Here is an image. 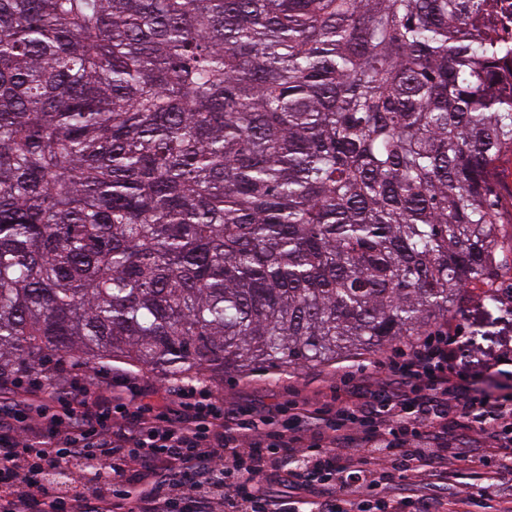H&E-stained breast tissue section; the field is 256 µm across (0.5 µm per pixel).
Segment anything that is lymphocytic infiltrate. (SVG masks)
<instances>
[{"label":"lymphocytic infiltrate","instance_id":"f902f5d3","mask_svg":"<svg viewBox=\"0 0 512 512\" xmlns=\"http://www.w3.org/2000/svg\"><path fill=\"white\" fill-rule=\"evenodd\" d=\"M462 345L460 325L439 324L378 362L377 376L349 387L336 410L304 398L283 421L225 408L198 381L168 387L158 409L135 375L110 382L69 369L77 394L20 398L0 416V512H297L315 492L321 512H367L392 486L364 477L368 460L404 480L443 472L458 435L491 445L479 463L495 475L502 512H512V397L470 379ZM335 447L347 449L346 462ZM74 461L101 467L105 482L54 487L53 474Z\"/></svg>","mask_w":512,"mask_h":512}]
</instances>
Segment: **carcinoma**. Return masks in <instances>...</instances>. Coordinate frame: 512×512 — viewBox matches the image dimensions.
I'll return each mask as SVG.
<instances>
[{
    "instance_id": "carcinoma-1",
    "label": "carcinoma",
    "mask_w": 512,
    "mask_h": 512,
    "mask_svg": "<svg viewBox=\"0 0 512 512\" xmlns=\"http://www.w3.org/2000/svg\"><path fill=\"white\" fill-rule=\"evenodd\" d=\"M497 0H0V379L329 364L499 309Z\"/></svg>"
}]
</instances>
